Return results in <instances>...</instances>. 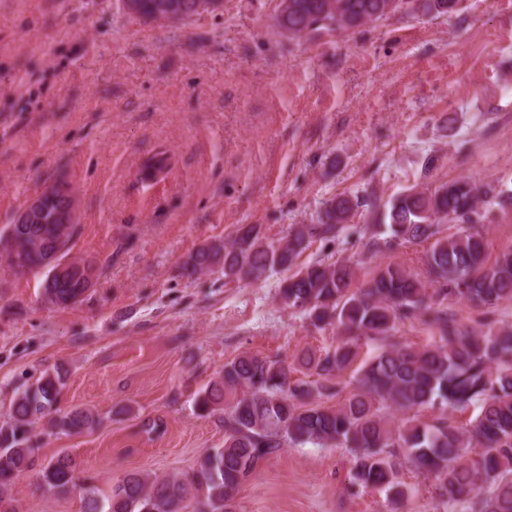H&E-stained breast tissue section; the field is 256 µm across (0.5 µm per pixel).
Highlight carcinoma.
<instances>
[{"label":"carcinoma","instance_id":"1","mask_svg":"<svg viewBox=\"0 0 512 512\" xmlns=\"http://www.w3.org/2000/svg\"><path fill=\"white\" fill-rule=\"evenodd\" d=\"M415 0H280L275 21L291 39L358 29L391 14L410 10ZM463 0H425L424 9L452 15ZM145 21L187 20L200 15L197 0H138ZM512 204L509 192L493 185L456 179L428 191L414 187L386 205L383 222L388 244L428 243V276L389 263L378 266L360 288H353L350 263L299 258L311 243L335 241L363 206L374 203L332 195L322 201L319 223L298 224L288 237L269 241L256 224H242L229 240L206 243L182 265V275L221 272L228 281L259 282L284 273L278 298L283 307L303 313L317 328L336 325V346L305 353L298 361L311 383L289 379L279 359L241 354L224 364L221 379L201 391V412L227 406L224 447L206 452L188 480L162 476L147 480L129 474L112 487L109 509L91 498L87 512H186L195 499L200 512H232L240 485L259 461L290 444L340 446L353 452L351 482L393 496L404 495L397 480L404 464L434 479L448 512H512V326L494 315L512 305V247L489 261L484 224L489 207ZM65 199L44 190L40 222L16 224L0 235V255L15 276L46 270L45 299L68 308L84 300L88 273L97 262L81 259L62 275L54 273L70 252L77 225L63 222ZM453 220L466 228L442 234L439 224ZM56 264H46L50 253ZM482 311L479 327L468 326L448 311V296ZM430 313L433 342L417 346L395 336L398 322ZM379 344L351 375L353 389L333 380L354 363L361 341ZM65 375L43 373L11 401L9 421L0 426V504L11 496L15 479L36 463L32 426L49 419L54 431L79 434L99 425L91 412H60L58 398ZM338 398L335 405L324 400ZM478 410L464 426L448 412ZM424 409L438 414L420 418ZM479 449L472 462L464 461ZM76 463L62 452L41 469L43 484L62 493L75 484Z\"/></svg>","mask_w":512,"mask_h":512}]
</instances>
